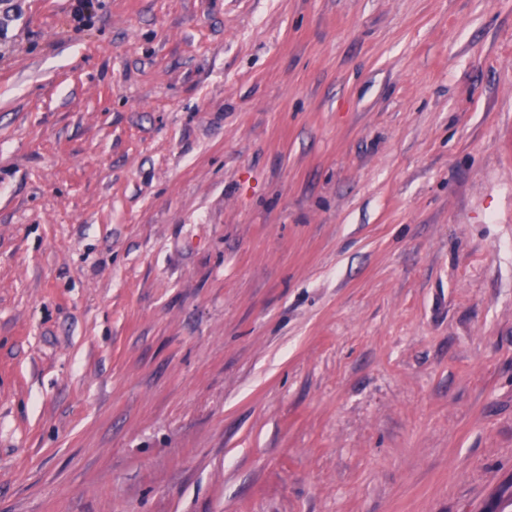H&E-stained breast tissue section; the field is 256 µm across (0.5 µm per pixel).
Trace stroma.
Segmentation results:
<instances>
[{
    "label": "stroma",
    "mask_w": 512,
    "mask_h": 512,
    "mask_svg": "<svg viewBox=\"0 0 512 512\" xmlns=\"http://www.w3.org/2000/svg\"><path fill=\"white\" fill-rule=\"evenodd\" d=\"M0 0V512H484L512 483V0Z\"/></svg>",
    "instance_id": "stroma-1"
}]
</instances>
